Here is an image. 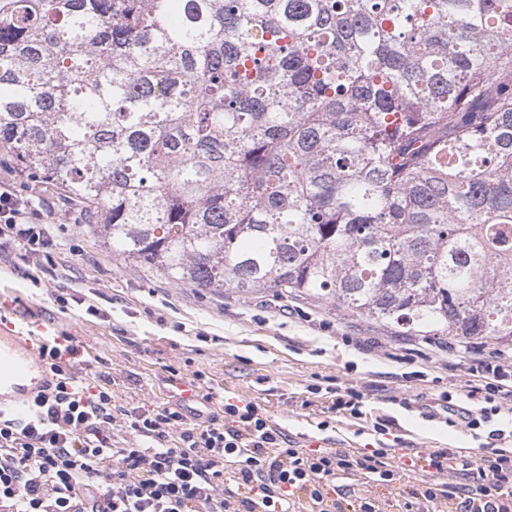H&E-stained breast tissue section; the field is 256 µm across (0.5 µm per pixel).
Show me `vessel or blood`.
<instances>
[{
	"instance_id": "vessel-or-blood-1",
	"label": "vessel or blood",
	"mask_w": 512,
	"mask_h": 512,
	"mask_svg": "<svg viewBox=\"0 0 512 512\" xmlns=\"http://www.w3.org/2000/svg\"><path fill=\"white\" fill-rule=\"evenodd\" d=\"M62 335L50 325L33 328L32 316L24 309L0 317V413L25 420L38 393L54 388L56 378L41 351Z\"/></svg>"
}]
</instances>
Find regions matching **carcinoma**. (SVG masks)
Listing matches in <instances>:
<instances>
[{
    "instance_id": "obj_1",
    "label": "carcinoma",
    "mask_w": 512,
    "mask_h": 512,
    "mask_svg": "<svg viewBox=\"0 0 512 512\" xmlns=\"http://www.w3.org/2000/svg\"><path fill=\"white\" fill-rule=\"evenodd\" d=\"M123 260L512 349V0H0V153Z\"/></svg>"
}]
</instances>
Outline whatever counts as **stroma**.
<instances>
[{
	"mask_svg": "<svg viewBox=\"0 0 512 512\" xmlns=\"http://www.w3.org/2000/svg\"><path fill=\"white\" fill-rule=\"evenodd\" d=\"M34 197L53 213L55 268L44 274L34 262L18 267L13 251H1L0 283L8 290L0 293V313L30 307L41 322L76 336L91 354L78 379H110L117 403L130 409L176 404L186 383L202 417L219 412L235 390L290 435L304 425L335 448H388L394 465L401 448H478L464 428L445 422L441 393L468 378L467 360L447 350V337L397 336L324 302L230 288L209 292L168 280L113 255L53 195ZM61 294L70 299L64 311L56 302ZM349 386L365 395V418L329 413L332 389ZM403 397L411 409L400 406ZM381 419L394 422L384 435L373 429ZM323 420L328 426L321 431ZM428 479L403 470L392 487L370 481L355 494L384 500L385 512H405V485Z\"/></svg>",
	"mask_w": 512,
	"mask_h": 512,
	"instance_id": "stroma-1",
	"label": "stroma"
}]
</instances>
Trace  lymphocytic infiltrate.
Listing matches in <instances>:
<instances>
[{"mask_svg":"<svg viewBox=\"0 0 512 512\" xmlns=\"http://www.w3.org/2000/svg\"><path fill=\"white\" fill-rule=\"evenodd\" d=\"M0 241L20 259L48 252V222L29 197L0 186ZM57 378L29 420L0 417V512H345L329 496L336 475L362 474L378 485L394 477L387 449L356 454L301 448L253 403H225L223 421H191L183 405L127 409L110 388L78 383L74 364L53 346L43 352ZM464 390L445 394L449 426L483 438L478 465L447 451L414 455L411 467L434 469L422 489H409L408 512L445 503L455 512H512V451L494 417L512 415V360L473 351ZM130 445H114L115 432ZM459 471L467 483L441 481Z\"/></svg>","mask_w":512,"mask_h":512,"instance_id":"1","label":"lymphocytic infiltrate"}]
</instances>
